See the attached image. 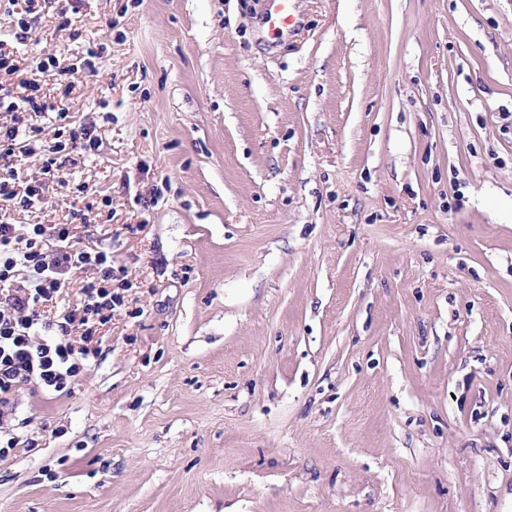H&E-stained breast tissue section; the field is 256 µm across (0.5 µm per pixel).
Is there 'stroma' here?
I'll list each match as a JSON object with an SVG mask.
<instances>
[{"mask_svg":"<svg viewBox=\"0 0 512 512\" xmlns=\"http://www.w3.org/2000/svg\"><path fill=\"white\" fill-rule=\"evenodd\" d=\"M81 232L133 283L24 384L0 512H512V0H81ZM264 14L272 33L291 29L295 24L292 0H263Z\"/></svg>","mask_w":512,"mask_h":512,"instance_id":"35a3bbf8","label":"stroma"}]
</instances>
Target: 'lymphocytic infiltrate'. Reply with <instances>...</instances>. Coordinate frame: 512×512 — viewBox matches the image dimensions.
<instances>
[{
    "instance_id": "obj_1",
    "label": "lymphocytic infiltrate",
    "mask_w": 512,
    "mask_h": 512,
    "mask_svg": "<svg viewBox=\"0 0 512 512\" xmlns=\"http://www.w3.org/2000/svg\"><path fill=\"white\" fill-rule=\"evenodd\" d=\"M97 56L90 48L80 58L51 54L24 66L0 41V418L13 414L19 384L70 392L94 355L91 342L111 325L120 302L112 284L124 276L111 252L77 235L78 226L99 218L98 206L62 214L49 203L62 190L78 199L86 192L65 172L101 141L64 99L75 74L96 73ZM25 160L34 162V172L23 171ZM15 211L27 213L28 223H13ZM77 272L80 297L71 303L63 293ZM76 330L79 348L70 340Z\"/></svg>"
}]
</instances>
